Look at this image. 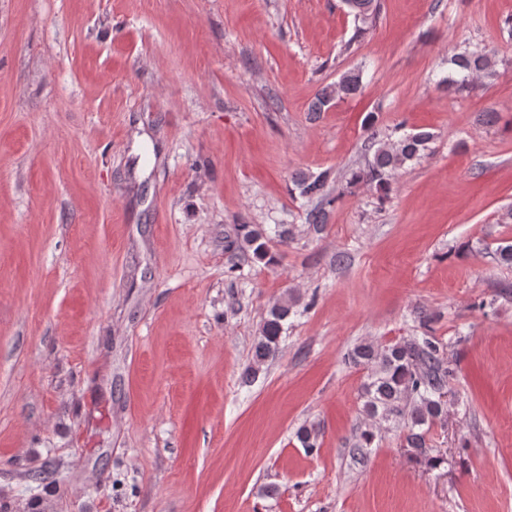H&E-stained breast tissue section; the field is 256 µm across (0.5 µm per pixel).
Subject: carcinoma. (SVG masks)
I'll use <instances>...</instances> for the list:
<instances>
[{
  "label": "carcinoma",
  "instance_id": "1",
  "mask_svg": "<svg viewBox=\"0 0 512 512\" xmlns=\"http://www.w3.org/2000/svg\"><path fill=\"white\" fill-rule=\"evenodd\" d=\"M355 19L364 24L376 21L380 13L379 0H344ZM452 70L440 83L448 90L463 93L494 67L491 55L484 49L465 50L450 59ZM364 70L347 71L340 78L323 86L309 106L311 112H322L337 100L356 94L361 89ZM433 135L428 131L404 133L398 138L379 144L365 168L351 176V182H366L386 191L390 179L410 162L424 156ZM328 174L300 173L295 185L303 197H317L319 203L306 213V221L314 231L323 230L328 201L324 187ZM229 252H250L258 260L268 257L266 229L255 224H237L225 235ZM295 314L294 302L286 299L276 303L263 321L254 344V366L248 375L255 376L259 365L273 355L282 340L284 324ZM437 317L421 316L425 332L410 339L374 345L362 343L347 355L348 363L369 370L363 386V411L376 423L394 422L401 426L402 447L435 469L441 458L431 455L429 434L434 424L448 418V386L456 375V365L446 357V346L433 335L432 324Z\"/></svg>",
  "mask_w": 512,
  "mask_h": 512
}]
</instances>
